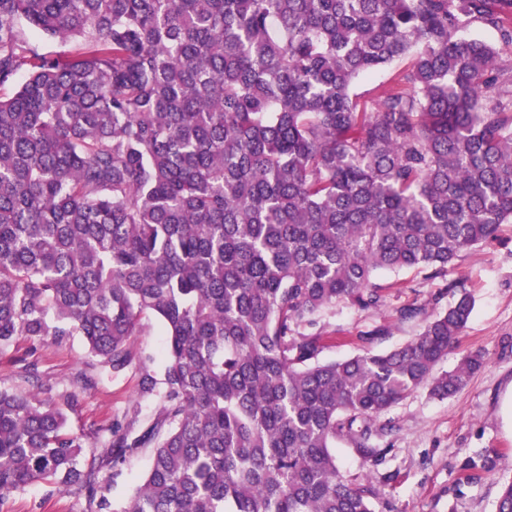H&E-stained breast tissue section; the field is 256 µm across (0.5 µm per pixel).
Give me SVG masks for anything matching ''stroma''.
I'll list each match as a JSON object with an SVG mask.
<instances>
[{
    "label": "stroma",
    "instance_id": "stroma-1",
    "mask_svg": "<svg viewBox=\"0 0 512 512\" xmlns=\"http://www.w3.org/2000/svg\"><path fill=\"white\" fill-rule=\"evenodd\" d=\"M467 276L466 287L474 309L457 349L441 363L453 370L462 355L482 354L484 366L466 386L443 399L426 390L412 393L388 417L394 429L391 450L377 466L384 481L379 488L391 512H496L498 482L512 478V223L501 225L496 240L462 255L449 278ZM377 283L386 288V304L378 310H361L339 304L320 322L326 347L322 360H341L360 351L361 333L376 327L385 333L373 348L386 351L409 343L420 331V322H398L396 307L429 306L441 282L424 281L412 270L382 271ZM166 337L152 314H144L127 341L131 364L114 372L101 367L81 336L62 342H33L20 338L0 348V389L22 387L23 362L35 363L40 383L50 386L53 397L77 392L78 403L67 411V427L78 436L86 458L102 456L112 429L138 434L162 408L160 395L141 391L144 374L163 379ZM86 370L95 379L90 388H74L72 377ZM485 448L505 457L497 476L466 483L463 461ZM152 451L139 448L123 462L103 464L99 473L109 485L113 508H120L134 494L151 464ZM9 512H98L85 496L61 493L36 482L13 496Z\"/></svg>",
    "mask_w": 512,
    "mask_h": 512
}]
</instances>
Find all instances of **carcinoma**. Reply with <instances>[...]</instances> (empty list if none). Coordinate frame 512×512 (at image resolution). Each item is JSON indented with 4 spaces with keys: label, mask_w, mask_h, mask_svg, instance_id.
<instances>
[{
    "label": "carcinoma",
    "mask_w": 512,
    "mask_h": 512,
    "mask_svg": "<svg viewBox=\"0 0 512 512\" xmlns=\"http://www.w3.org/2000/svg\"><path fill=\"white\" fill-rule=\"evenodd\" d=\"M480 22L499 45L457 37ZM78 45L47 55L29 29ZM407 61L369 102L362 77ZM0 347L77 334L112 371L162 324L163 406L123 512H380L365 467L414 391L484 362L461 255L512 223V0H0ZM452 295L400 348L323 361L338 304L384 305L378 270ZM51 388L0 390V507L33 482L111 503ZM45 397H40V394ZM486 449L464 479L493 475ZM497 512H512V479ZM336 456L342 472L347 477L360 479L367 473V469L362 466L360 459L346 442L336 443Z\"/></svg>",
    "instance_id": "cac0c4a2"
}]
</instances>
